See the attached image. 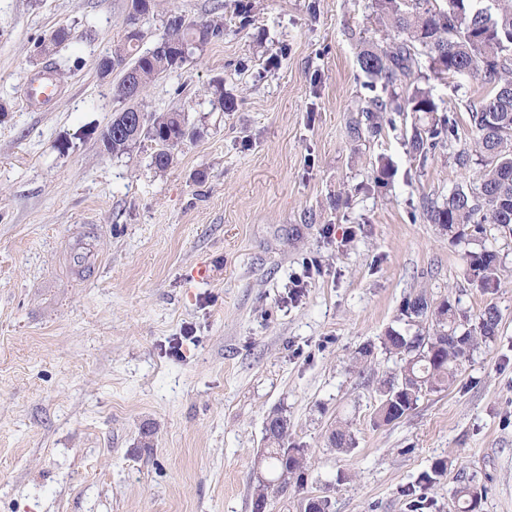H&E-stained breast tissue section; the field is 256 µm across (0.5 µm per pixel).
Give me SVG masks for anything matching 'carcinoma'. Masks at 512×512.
I'll return each mask as SVG.
<instances>
[{
	"label": "carcinoma",
	"mask_w": 512,
	"mask_h": 512,
	"mask_svg": "<svg viewBox=\"0 0 512 512\" xmlns=\"http://www.w3.org/2000/svg\"><path fill=\"white\" fill-rule=\"evenodd\" d=\"M155 0H130L123 39L112 48L113 69L131 72V81L119 78L114 96L130 106L114 113L112 128L103 129L99 141L103 150L116 157L128 154L144 140L155 145L152 164L165 170L171 164V150L189 136L185 116L167 112L149 116L133 104L147 86L159 77L183 67L184 48H199L223 35V25L210 20L190 23L172 16L155 46L139 51L141 37L133 33L136 19L154 12ZM377 15L397 33L400 41L380 45L365 42L357 59L370 79L372 90L381 86L386 97L370 98L360 109L369 128L377 133L388 112L438 111L431 91L413 85L420 59L436 78L467 76L480 81V95L469 109L475 132L473 145L457 154L462 167L481 166L474 181L458 187L448 201L438 206L428 202L423 215L439 224L457 242L486 232V225H512V0H375ZM458 139V123L446 115L424 129H413L410 145L419 156ZM469 280L485 292L499 284L500 262L490 250L466 254ZM402 314L430 327L413 336L394 328L382 337L381 347L405 360L414 355V378L401 377L383 383L392 389L379 404L376 423H391L411 411L424 391L440 392L455 381L461 364L479 344L493 338L500 313L489 305L471 317L450 300L433 307L424 295L404 300ZM269 444L264 449L261 471L265 479H254L258 499L284 490L292 482L302 489L307 482L304 449L288 445V419L276 412L267 424ZM458 512H479V493L465 485L457 490Z\"/></svg>",
	"instance_id": "cac0c4a2"
}]
</instances>
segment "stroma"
<instances>
[{"instance_id":"obj_1","label":"stroma","mask_w":512,"mask_h":512,"mask_svg":"<svg viewBox=\"0 0 512 512\" xmlns=\"http://www.w3.org/2000/svg\"><path fill=\"white\" fill-rule=\"evenodd\" d=\"M127 12L128 0H0V512H253L275 411L308 481L266 512H300L307 496L331 512H456L463 485L480 512H512V228L456 243L421 208L473 177L454 153L473 138L479 82L423 72L459 121L453 148L423 161L408 141L432 115L350 133L372 95L359 44L397 38L374 0H159L141 49L173 14L224 24L138 101L195 132L160 171L153 143L114 158L98 140L122 107L98 63ZM60 27L71 39L42 54ZM47 68L61 97L25 110ZM218 87L235 111L213 107ZM484 248L501 263L491 294L465 275ZM420 292L471 315L497 306L498 332L448 390L379 425L380 383L403 362L378 344ZM338 427L350 451L332 447Z\"/></svg>"}]
</instances>
